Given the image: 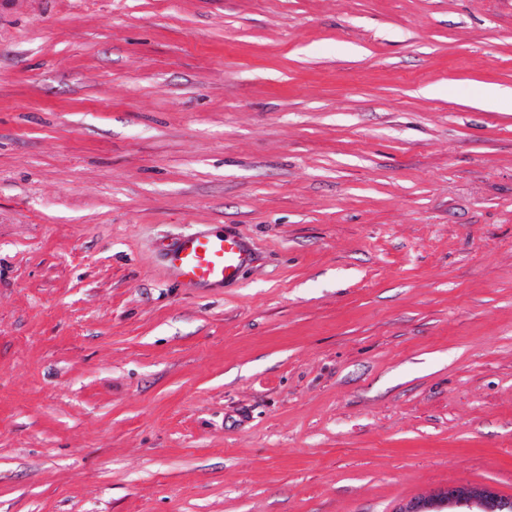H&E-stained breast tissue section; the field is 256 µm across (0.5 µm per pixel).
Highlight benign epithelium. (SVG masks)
<instances>
[{
    "instance_id": "7a95c632",
    "label": "benign epithelium",
    "mask_w": 512,
    "mask_h": 512,
    "mask_svg": "<svg viewBox=\"0 0 512 512\" xmlns=\"http://www.w3.org/2000/svg\"><path fill=\"white\" fill-rule=\"evenodd\" d=\"M512 501L501 499L489 488L468 485L450 486L435 498L415 499L397 512H504Z\"/></svg>"
}]
</instances>
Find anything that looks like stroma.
I'll return each mask as SVG.
<instances>
[{"label":"stroma","mask_w":512,"mask_h":512,"mask_svg":"<svg viewBox=\"0 0 512 512\" xmlns=\"http://www.w3.org/2000/svg\"><path fill=\"white\" fill-rule=\"evenodd\" d=\"M456 484L512 498V0H0V512ZM166 256L176 280L189 288L234 282L248 262L240 238L224 231L183 236Z\"/></svg>","instance_id":"obj_1"}]
</instances>
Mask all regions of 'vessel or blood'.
Masks as SVG:
<instances>
[{
	"instance_id": "1",
	"label": "vessel or blood",
	"mask_w": 512,
	"mask_h": 512,
	"mask_svg": "<svg viewBox=\"0 0 512 512\" xmlns=\"http://www.w3.org/2000/svg\"><path fill=\"white\" fill-rule=\"evenodd\" d=\"M166 256L176 280L189 288L236 281L248 262L240 238L224 231L183 236Z\"/></svg>"
}]
</instances>
